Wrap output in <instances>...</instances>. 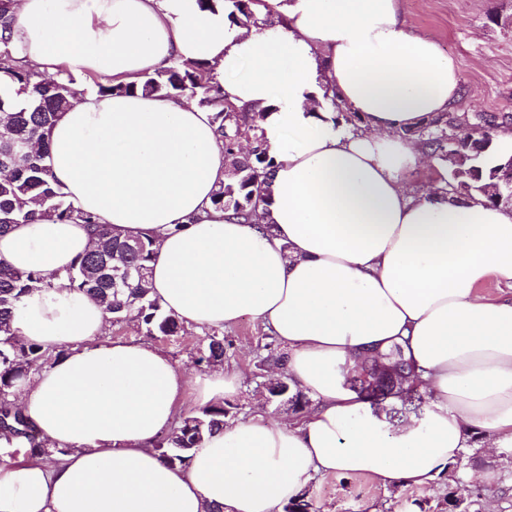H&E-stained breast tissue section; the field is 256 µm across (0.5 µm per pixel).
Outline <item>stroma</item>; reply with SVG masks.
<instances>
[{
    "instance_id": "stroma-1",
    "label": "stroma",
    "mask_w": 512,
    "mask_h": 512,
    "mask_svg": "<svg viewBox=\"0 0 512 512\" xmlns=\"http://www.w3.org/2000/svg\"><path fill=\"white\" fill-rule=\"evenodd\" d=\"M403 16L414 32L434 40L455 63L460 95L451 114L452 135L473 133L489 116H512V0H402ZM224 364L244 372L238 391L228 396L227 423L246 419L262 407L287 423L295 413L288 403L268 401L262 384L268 374L259 363L268 333L251 317L225 329ZM179 366L207 373L200 358L205 350L200 330L155 339ZM466 456L477 466L449 470L424 487L385 488L365 474L316 478L306 493L319 512H448V493L468 491L469 512H512V450L474 442Z\"/></svg>"
}]
</instances>
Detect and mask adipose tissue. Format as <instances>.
I'll return each mask as SVG.
<instances>
[{
  "label": "adipose tissue",
  "instance_id": "1",
  "mask_svg": "<svg viewBox=\"0 0 512 512\" xmlns=\"http://www.w3.org/2000/svg\"><path fill=\"white\" fill-rule=\"evenodd\" d=\"M261 32L196 0H15V55L138 81L172 59L209 63L225 100L265 111L275 159L269 199L248 224L211 203L225 178L210 114L188 97L80 94L51 131V165L75 206L119 239L148 237L152 296L184 325L249 316L281 344L314 402L292 424L258 410L170 465L155 448L186 397L222 402L243 380L215 365L189 375L161 348L106 340L91 297L36 284L18 337L48 361L19 406L62 460L10 459L0 438V512H282L318 477L365 474L425 486L481 432L512 447V209L413 191L423 144L406 137L459 97L454 62L411 31L401 0H259ZM358 112L351 131L337 104ZM94 240L44 218L0 235V261L64 271ZM401 346L431 393L421 419L391 425L345 386L368 349Z\"/></svg>",
  "mask_w": 512,
  "mask_h": 512
}]
</instances>
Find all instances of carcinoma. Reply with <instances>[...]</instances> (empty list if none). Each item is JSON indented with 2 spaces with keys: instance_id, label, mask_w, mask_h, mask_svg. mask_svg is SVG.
Returning a JSON list of instances; mask_svg holds the SVG:
<instances>
[{
  "instance_id": "obj_1",
  "label": "carcinoma",
  "mask_w": 512,
  "mask_h": 512,
  "mask_svg": "<svg viewBox=\"0 0 512 512\" xmlns=\"http://www.w3.org/2000/svg\"><path fill=\"white\" fill-rule=\"evenodd\" d=\"M230 20L240 25L254 14L252 0H223ZM13 5L0 0V166L9 173L0 176V232L13 224H28L41 218H53L61 223L87 224L94 228L95 246L77 259L65 274L58 272H21L0 262V434L21 439L27 459L64 456L66 448L46 447L42 431L28 419L11 400L23 379L44 357L36 344L17 339L14 329L15 304L32 284L48 288L60 286L94 297L111 314V324L121 323L135 314L144 335L151 338L181 336L187 330L174 316L161 311L151 296V264L156 249L150 240L119 241L97 222L95 216L76 207L67 199L63 186L55 179L51 168L50 131L60 113L75 99V79L63 71L48 80L24 65L13 63L10 19ZM100 94H136L180 97L196 93L199 106L212 112L218 140L227 154H233L239 139L250 136L255 140V152L242 162L244 180L236 186L243 206H224V191L229 185L220 183L213 194L212 205L229 213L240 222L248 223L256 214L255 204L265 202L264 186L272 173L273 159L258 134V112L252 116L225 109L223 88L205 62H182L174 59L162 69L146 72L136 83H116L106 77H91ZM454 117L443 113L426 120L424 145L435 153L457 149L449 139L447 129ZM475 165L484 176L498 170L512 159L509 154L495 151H471ZM115 265L136 267L142 277L135 278L123 288L112 287V268ZM207 353L200 362L208 365L224 361V335L216 330L205 333ZM387 362L399 364L405 371L392 378L378 372L377 360L366 358L347 374V384L370 406L386 414L389 422L411 415L419 418L428 403L430 393L421 384L415 367L403 357L396 345L384 355ZM227 410L220 403L184 415L155 443L161 457L171 464L186 465L191 451L207 435L224 427Z\"/></svg>"
}]
</instances>
